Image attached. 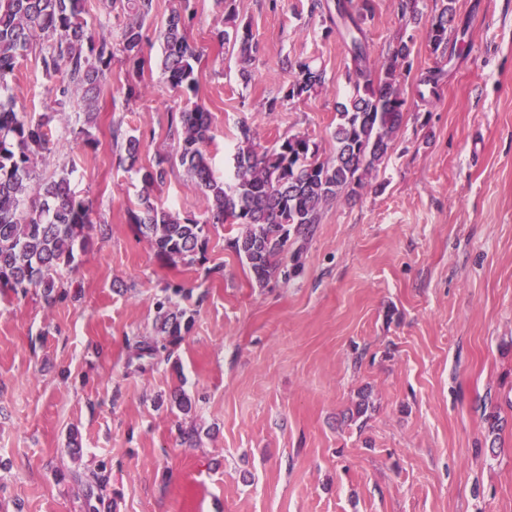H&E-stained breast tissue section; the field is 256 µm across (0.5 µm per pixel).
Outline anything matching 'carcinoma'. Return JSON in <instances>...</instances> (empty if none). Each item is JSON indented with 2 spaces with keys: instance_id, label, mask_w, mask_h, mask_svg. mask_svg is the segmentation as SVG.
I'll return each mask as SVG.
<instances>
[{
  "instance_id": "carcinoma-1",
  "label": "carcinoma",
  "mask_w": 512,
  "mask_h": 512,
  "mask_svg": "<svg viewBox=\"0 0 512 512\" xmlns=\"http://www.w3.org/2000/svg\"><path fill=\"white\" fill-rule=\"evenodd\" d=\"M416 0H399L401 16L425 22L432 54L445 56L448 29L455 24L457 0H441L439 12L422 20ZM105 18L93 25L85 18V0H0V92L8 89L18 58L40 40L47 44L42 56L46 76L53 79L48 92L54 102L69 98L72 88L83 89L94 100L112 68L115 51L139 64L144 45L143 27L153 11V0H101ZM191 0H178L157 38L163 47L162 69L169 84L197 90L195 65L202 50L187 33L184 14ZM311 11L326 13L325 33H339L347 46L346 70L352 93L337 104L338 121L332 132L333 155L322 158L309 136L294 134L267 148L256 142L250 126L239 129L232 181L218 177L207 147L212 142L211 115L194 105L171 114L178 161L207 201L204 218L182 217L159 207L154 191L173 169V158L155 155L147 167L137 166L141 141L126 138L129 169L140 175L137 204L129 210V223L148 239L156 254L173 264L205 259L210 227L239 224L245 231L229 240V247L244 260L261 286L281 272L288 247L305 243L320 223L323 208L341 195L354 196L368 185V177L388 157L407 106L404 75L411 70V37L397 38L383 60L372 57L367 24L374 18V0H334V5L312 0ZM217 38L237 48L242 78L259 52L247 27L220 30ZM293 72L284 99H306L325 84V71L312 60L287 61ZM445 71L434 66L419 84L436 93ZM53 115L33 120L0 99V289L16 296L41 290L51 307L65 301L68 291L61 278L65 269L78 267L79 256L93 245L92 232L102 238L109 225L95 224L92 203L71 186L72 171L61 169L48 179L33 176L34 157L51 152L49 124ZM191 290L176 283L154 299L155 337L138 336L129 344L130 361L143 367L169 352L190 331L192 317L175 299ZM110 476L106 464L93 474L97 491L85 495L86 512H100Z\"/></svg>"
}]
</instances>
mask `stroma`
I'll return each mask as SVG.
<instances>
[{
    "instance_id": "35a3bbf8",
    "label": "stroma",
    "mask_w": 512,
    "mask_h": 512,
    "mask_svg": "<svg viewBox=\"0 0 512 512\" xmlns=\"http://www.w3.org/2000/svg\"><path fill=\"white\" fill-rule=\"evenodd\" d=\"M374 3L373 57L399 32L413 37L403 124L368 185L326 207L263 287L227 246L235 224L211 229L204 261L157 257L127 222L140 183L113 134L135 132L148 165L176 151L171 112L198 103L220 178L244 123L262 146L300 133L330 156L348 58L310 0H236L237 25L260 46L247 81L216 37L215 0H193L194 93L161 67L157 32L177 2L154 0L142 69L113 61L89 128L83 92L54 104L40 50L20 60L7 91L17 110L56 115L38 177L72 168L112 231L82 255L66 302L0 296V512H83L103 460V512H512V0H458L466 35L426 97L419 78L436 57L424 26L398 0ZM296 59L326 82L289 102ZM131 83L146 94L127 97ZM155 200L183 217L206 207L178 166ZM172 283L192 290L179 302L192 328L170 358L137 369L128 342L154 335L153 300ZM176 391L190 412L171 403ZM363 392L360 424L350 413ZM190 427L193 447L179 437Z\"/></svg>"
}]
</instances>
